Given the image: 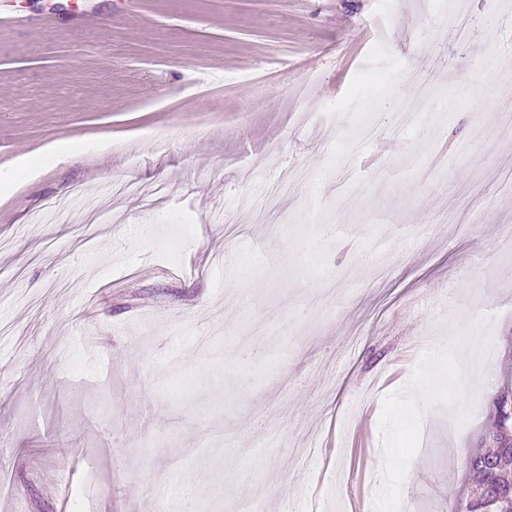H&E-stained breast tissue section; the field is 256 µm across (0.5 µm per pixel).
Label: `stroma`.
Listing matches in <instances>:
<instances>
[{"mask_svg": "<svg viewBox=\"0 0 512 512\" xmlns=\"http://www.w3.org/2000/svg\"><path fill=\"white\" fill-rule=\"evenodd\" d=\"M464 10L10 0L0 512H152L186 473L224 512H457L512 380V0ZM454 315L496 350L474 414L422 385Z\"/></svg>", "mask_w": 512, "mask_h": 512, "instance_id": "1", "label": "stroma"}]
</instances>
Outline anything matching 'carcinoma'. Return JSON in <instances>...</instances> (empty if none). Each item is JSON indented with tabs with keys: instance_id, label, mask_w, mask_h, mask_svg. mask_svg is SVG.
<instances>
[{
	"instance_id": "cac0c4a2",
	"label": "carcinoma",
	"mask_w": 512,
	"mask_h": 512,
	"mask_svg": "<svg viewBox=\"0 0 512 512\" xmlns=\"http://www.w3.org/2000/svg\"><path fill=\"white\" fill-rule=\"evenodd\" d=\"M512 384L501 388L470 459L474 489L460 512H512Z\"/></svg>"
}]
</instances>
